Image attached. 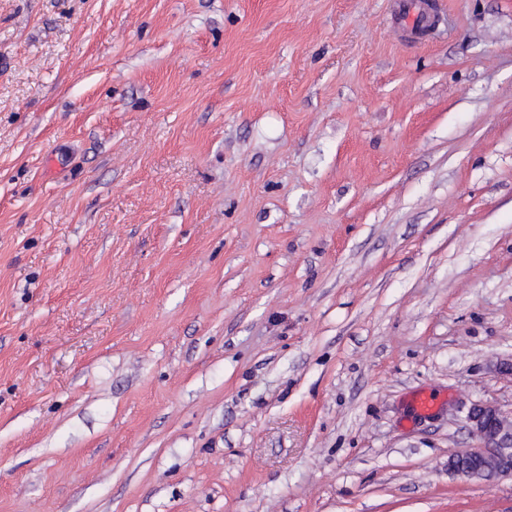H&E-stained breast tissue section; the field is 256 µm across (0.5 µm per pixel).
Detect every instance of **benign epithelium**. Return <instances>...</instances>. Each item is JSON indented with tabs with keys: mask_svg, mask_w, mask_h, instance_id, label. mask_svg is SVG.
I'll list each match as a JSON object with an SVG mask.
<instances>
[{
	"mask_svg": "<svg viewBox=\"0 0 512 512\" xmlns=\"http://www.w3.org/2000/svg\"><path fill=\"white\" fill-rule=\"evenodd\" d=\"M466 420L479 446L448 457V473L469 480L512 479V416L491 403L471 407Z\"/></svg>",
	"mask_w": 512,
	"mask_h": 512,
	"instance_id": "obj_1",
	"label": "benign epithelium"
}]
</instances>
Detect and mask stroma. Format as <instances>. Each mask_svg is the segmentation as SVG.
Segmentation results:
<instances>
[{
	"instance_id": "35a3bbf8",
	"label": "stroma",
	"mask_w": 512,
	"mask_h": 512,
	"mask_svg": "<svg viewBox=\"0 0 512 512\" xmlns=\"http://www.w3.org/2000/svg\"><path fill=\"white\" fill-rule=\"evenodd\" d=\"M434 2L0 0V512H512L447 468L512 412V0Z\"/></svg>"
}]
</instances>
